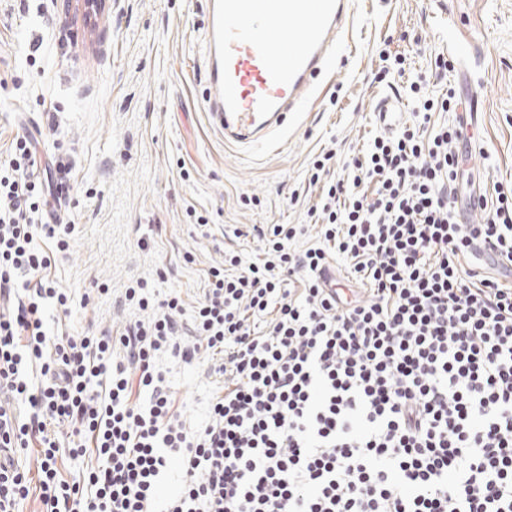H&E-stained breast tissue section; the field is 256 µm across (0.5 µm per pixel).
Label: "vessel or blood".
<instances>
[{"instance_id":"vessel-or-blood-1","label":"vessel or blood","mask_w":512,"mask_h":512,"mask_svg":"<svg viewBox=\"0 0 512 512\" xmlns=\"http://www.w3.org/2000/svg\"><path fill=\"white\" fill-rule=\"evenodd\" d=\"M352 0H208L207 110L240 147L276 142L341 46Z\"/></svg>"}]
</instances>
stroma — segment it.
<instances>
[{
  "label": "stroma",
  "mask_w": 512,
  "mask_h": 512,
  "mask_svg": "<svg viewBox=\"0 0 512 512\" xmlns=\"http://www.w3.org/2000/svg\"><path fill=\"white\" fill-rule=\"evenodd\" d=\"M354 3L347 48L281 147L245 152L225 144L206 111L207 0H100L89 24L70 0H0V159L16 135L42 133L46 209L75 227L55 270L71 306L47 309L50 333L122 327L138 312L117 302L138 279L181 295L190 321L204 269L228 249L257 257L254 226L308 223L322 191L308 183L314 160L331 150L341 171L379 131L378 102L415 79L427 94L450 82L466 92L462 72L480 87L485 109L469 129L464 173L491 202L495 186L512 188V0ZM454 52L453 72L437 82L436 58ZM385 55L402 58L403 71L380 77ZM192 209L208 215L209 231ZM211 363L158 357L192 434L223 381Z\"/></svg>",
  "instance_id": "1"
}]
</instances>
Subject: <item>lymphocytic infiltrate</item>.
I'll return each mask as SVG.
<instances>
[{"label":"lymphocytic infiltrate","mask_w":512,"mask_h":512,"mask_svg":"<svg viewBox=\"0 0 512 512\" xmlns=\"http://www.w3.org/2000/svg\"><path fill=\"white\" fill-rule=\"evenodd\" d=\"M460 106L452 89L413 97L322 184L310 224L259 228L258 258L209 267L190 323L180 295L140 281L124 299L148 319L92 334L47 333L75 227L45 222L37 147L17 140L0 164V512L32 496L42 512H512V197L461 221ZM437 112L457 118L435 127ZM339 263L367 298L332 287ZM161 352L221 359L198 434ZM55 426L96 467L64 479ZM31 449L32 473L15 463ZM174 457L185 475L162 498Z\"/></svg>","instance_id":"lymphocytic-infiltrate-1"}]
</instances>
